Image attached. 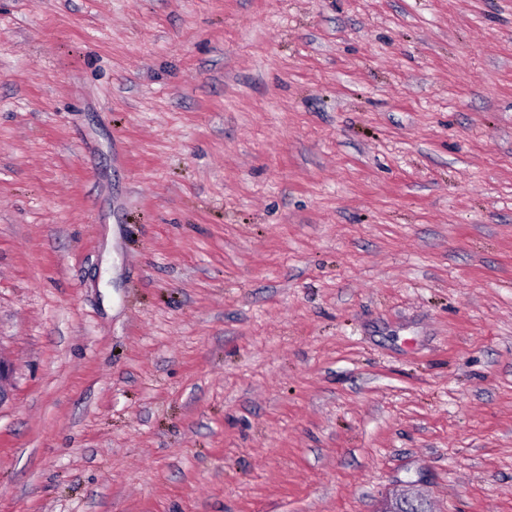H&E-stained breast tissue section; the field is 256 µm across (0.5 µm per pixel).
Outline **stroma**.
<instances>
[{"mask_svg":"<svg viewBox=\"0 0 512 512\" xmlns=\"http://www.w3.org/2000/svg\"><path fill=\"white\" fill-rule=\"evenodd\" d=\"M0 512H512V0H0Z\"/></svg>","mask_w":512,"mask_h":512,"instance_id":"obj_1","label":"stroma"}]
</instances>
